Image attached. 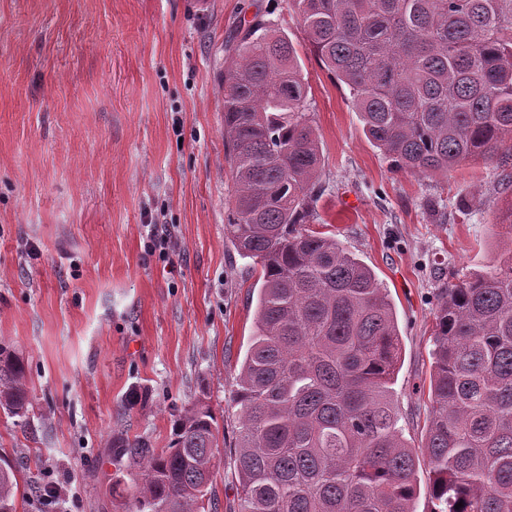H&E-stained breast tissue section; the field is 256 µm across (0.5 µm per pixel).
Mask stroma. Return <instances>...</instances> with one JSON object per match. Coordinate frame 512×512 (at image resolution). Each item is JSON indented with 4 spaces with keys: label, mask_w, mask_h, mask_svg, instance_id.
<instances>
[{
    "label": "stroma",
    "mask_w": 512,
    "mask_h": 512,
    "mask_svg": "<svg viewBox=\"0 0 512 512\" xmlns=\"http://www.w3.org/2000/svg\"><path fill=\"white\" fill-rule=\"evenodd\" d=\"M257 15L287 31L307 83L322 153L309 228L387 288L402 344L392 400L424 443L438 290L499 258L501 168L392 172L291 0H0V348L22 359L29 401L22 418L0 410L17 512H126L141 470L118 443L162 451L199 403L217 425L211 512H237L236 375L260 283L224 234L215 76ZM46 487L60 491L49 503Z\"/></svg>",
    "instance_id": "obj_1"
}]
</instances>
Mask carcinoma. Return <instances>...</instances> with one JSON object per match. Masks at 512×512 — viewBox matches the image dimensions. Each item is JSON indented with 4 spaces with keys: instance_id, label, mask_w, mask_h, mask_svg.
<instances>
[{
    "instance_id": "carcinoma-1",
    "label": "carcinoma",
    "mask_w": 512,
    "mask_h": 512,
    "mask_svg": "<svg viewBox=\"0 0 512 512\" xmlns=\"http://www.w3.org/2000/svg\"><path fill=\"white\" fill-rule=\"evenodd\" d=\"M292 6L393 171L512 159V0ZM217 80L233 181L225 236L261 280L235 394L238 512H415L421 454L431 512H512V202L498 263L440 291L414 448L392 402L402 347L387 289L339 240L305 228L321 148L292 40L254 17ZM27 405L24 365L0 349V408L23 417ZM215 431L199 404L169 448L123 442L143 465L129 512H205ZM14 486L1 466L0 512H16Z\"/></svg>"
}]
</instances>
